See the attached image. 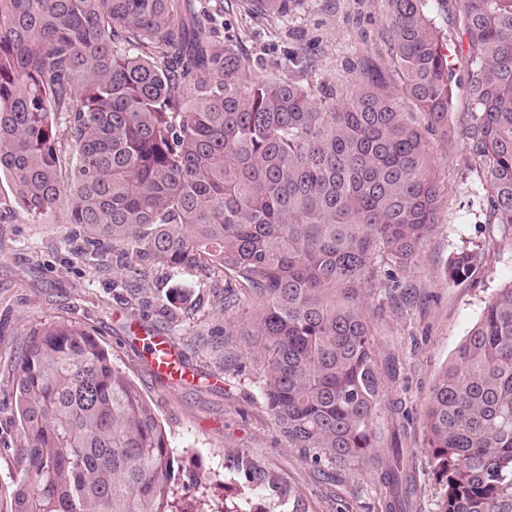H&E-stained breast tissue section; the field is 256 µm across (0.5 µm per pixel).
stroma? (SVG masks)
I'll return each instance as SVG.
<instances>
[{"label": "stroma", "mask_w": 512, "mask_h": 512, "mask_svg": "<svg viewBox=\"0 0 512 512\" xmlns=\"http://www.w3.org/2000/svg\"><path fill=\"white\" fill-rule=\"evenodd\" d=\"M220 13L211 33L231 40L254 75L279 80L291 57L310 59L319 82H348L353 65L380 49L383 0H304L294 15L254 12L251 0H208ZM445 186L439 221L414 261L401 270L394 297L373 289L368 302L376 351L399 414L379 412L383 440L406 448L415 495L435 512L438 487L427 458L424 413L439 374L500 288L512 283V228L491 216L486 175L462 139L435 142ZM10 183L0 178V483L21 465L19 422L12 399L11 364L34 332L58 320L79 322L136 383L165 429L179 464L185 497L198 485L234 501L248 496L235 479L246 457L294 487L310 512H381L385 489L373 464L305 461L289 447L261 389L260 349L244 330L256 318L248 304L224 308V275L193 270L145 271L140 261L118 266L111 251L85 255L74 225L61 217L32 218L13 209ZM480 251L470 276H446L449 255ZM153 282L138 291L142 275ZM171 338L187 369L184 379L155 376L136 344L143 333Z\"/></svg>", "instance_id": "1"}]
</instances>
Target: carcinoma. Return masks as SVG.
Wrapping results in <instances>:
<instances>
[{"mask_svg":"<svg viewBox=\"0 0 512 512\" xmlns=\"http://www.w3.org/2000/svg\"><path fill=\"white\" fill-rule=\"evenodd\" d=\"M428 2L384 0L385 48L320 91L252 75L193 0H0V173L17 207L60 212L118 259L223 273L224 311L258 310L263 395L290 446L315 465L374 461L384 512H404L414 489L404 449L379 456L390 399L368 297L398 286L437 223L433 140L455 135L447 37ZM456 4L461 136L497 223L512 225V0ZM478 258L453 253L448 278ZM13 388L24 458L0 512H251L206 487L185 500L153 407L80 324L35 332ZM425 424L437 512H512V283L456 350ZM236 472L268 505L309 512L252 461ZM452 61V72H453V81L452 88L454 91L455 98V109L452 114L453 124L454 126H459L460 122L463 121L467 117L468 111L470 109V102L468 100L466 94V83L468 78L467 73V64L464 60H461L460 57Z\"/></svg>","mask_w":512,"mask_h":512,"instance_id":"1","label":"carcinoma"}]
</instances>
